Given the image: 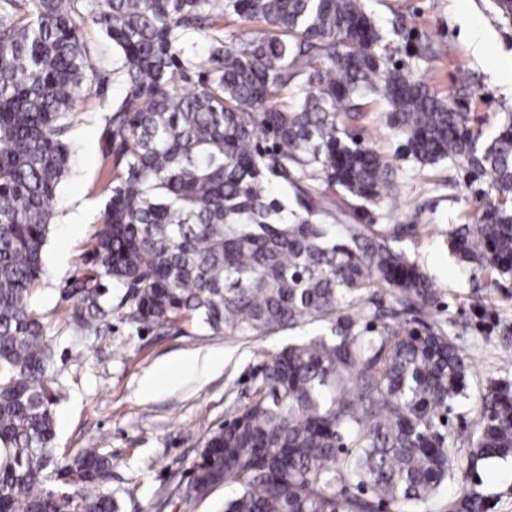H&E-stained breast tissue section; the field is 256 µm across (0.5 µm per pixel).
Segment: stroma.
I'll return each mask as SVG.
<instances>
[{"mask_svg":"<svg viewBox=\"0 0 512 512\" xmlns=\"http://www.w3.org/2000/svg\"><path fill=\"white\" fill-rule=\"evenodd\" d=\"M364 6L398 65H424L415 54L425 40L445 52L428 66L431 89L449 97L477 129L497 125L512 113V18L494 0H364ZM482 33L475 50L468 33ZM123 88L109 82L103 94L77 106L72 131L74 173L55 202L56 221L45 250V275L36 304L54 351V373L64 385L54 407L57 447L77 451L95 444L118 465L109 490L121 512H223L232 486L183 504L177 491L206 436L223 424L229 406L244 401L250 373L261 354L295 339L284 330L269 336H227L199 331L186 336L112 320L98 335L77 333L69 322L63 291L82 276L102 225L103 206L93 189L109 166L100 142L101 100L117 101ZM355 122L360 136L397 173L395 201L346 208L347 224H395L399 247L414 255L440 290L432 311L471 363L468 386L479 393L488 375L512 379V278L495 288L458 265L439 233L475 214L486 180L448 162L418 169L399 150L388 109L375 101ZM193 356L219 358L204 371L185 368ZM165 363L174 370L163 387L145 381ZM487 497L486 512H512V464L479 466L466 477Z\"/></svg>","mask_w":512,"mask_h":512,"instance_id":"1","label":"stroma"}]
</instances>
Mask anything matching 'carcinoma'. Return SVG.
<instances>
[{"mask_svg": "<svg viewBox=\"0 0 512 512\" xmlns=\"http://www.w3.org/2000/svg\"><path fill=\"white\" fill-rule=\"evenodd\" d=\"M228 16L259 28L229 39ZM88 30L123 95L103 106L102 229L65 290L74 329L315 327L257 360L182 500L230 484L224 512H484L476 488L444 490L512 460V381L472 399L443 325L402 318L431 310L433 281L395 234L340 223L328 191L392 194L394 168L346 124L383 101L418 168L490 177L473 222L440 234L496 288L512 278V113L473 130L391 62L362 0H0V512H120L112 456L56 446L63 385L34 305L75 105L103 92ZM462 408L468 435L450 423Z\"/></svg>", "mask_w": 512, "mask_h": 512, "instance_id": "carcinoma-1", "label": "carcinoma"}]
</instances>
